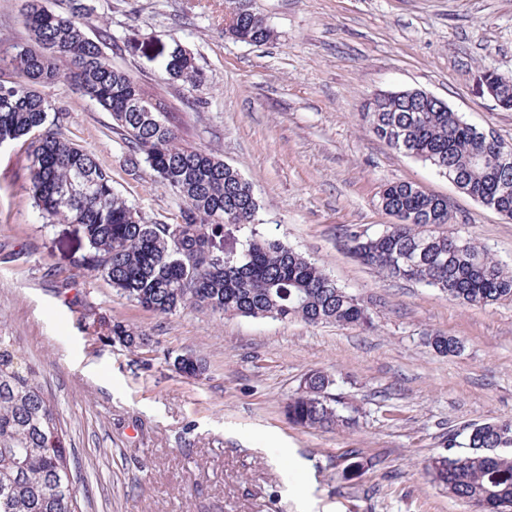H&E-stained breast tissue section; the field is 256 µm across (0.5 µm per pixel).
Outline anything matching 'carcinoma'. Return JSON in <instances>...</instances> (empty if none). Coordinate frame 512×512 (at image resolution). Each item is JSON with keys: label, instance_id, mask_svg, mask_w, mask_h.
I'll use <instances>...</instances> for the list:
<instances>
[{"label": "carcinoma", "instance_id": "obj_1", "mask_svg": "<svg viewBox=\"0 0 512 512\" xmlns=\"http://www.w3.org/2000/svg\"><path fill=\"white\" fill-rule=\"evenodd\" d=\"M225 35L252 45L271 37L265 18L226 0ZM91 0H68L55 13L28 0L23 23L29 42L0 50V146L29 137V178L46 222L79 224L86 250L72 265L94 272L112 288L157 315L202 313L360 327L371 323L365 301L350 294L319 265L278 239L254 233L239 254L218 247L224 224H251L258 209L253 184L213 153L180 142L178 115L159 93L145 90L128 71L112 66L104 47L112 34L92 39L85 22ZM159 72L188 90L201 82L195 59L177 43ZM61 85L111 113L136 173L148 166L182 202L173 224L150 223L112 188V176L84 147L62 132L45 89ZM370 131L389 146L433 167L459 191L512 218V166L498 163L509 145L489 141L444 102L422 90L384 92L361 112ZM379 205L395 218L381 232H342L358 262L387 277L424 284L468 305L512 300V270L470 238L443 231L452 219L448 197L399 181L384 187ZM112 342L129 351L148 345L141 331L119 321ZM441 354L458 339L426 337ZM174 366L197 377L201 360L181 355ZM337 380L311 370L288 399L285 414L307 430H349L354 410L332 393ZM433 458L427 471L437 486L475 512H512V421L474 424L468 451ZM71 448L58 413L14 337L0 333V512H64L77 499Z\"/></svg>", "mask_w": 512, "mask_h": 512}]
</instances>
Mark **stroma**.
<instances>
[{"label":"stroma","instance_id":"obj_1","mask_svg":"<svg viewBox=\"0 0 512 512\" xmlns=\"http://www.w3.org/2000/svg\"><path fill=\"white\" fill-rule=\"evenodd\" d=\"M89 36L180 116L184 144L211 150L253 182L252 227L224 229L225 252L251 230L280 239L368 302L370 329L220 316H159L74 268L79 225L48 224L34 204L25 140L0 146V328L15 336L72 442L81 512H472L430 482L427 461L464 443L471 424L512 420V302L461 305L355 261L342 228L391 224L383 186L407 181L449 197V233L512 268V219L387 145L359 117L365 99L420 89L512 143L487 73L512 75V0H250L273 30L263 45L224 35L225 0H94ZM181 45L203 75L194 90L158 78L159 53ZM62 130L112 173L151 223L180 200L148 167L127 171L109 112L48 88ZM120 321L146 333L132 354ZM460 338L455 355L425 342ZM206 366L179 373L174 359ZM335 376L358 410L350 431L301 430L283 412L305 374ZM359 450L364 468L347 470ZM109 331L112 334V343H118L131 352L149 344L148 336L136 328L125 325L119 321L113 322Z\"/></svg>","mask_w":512,"mask_h":512}]
</instances>
